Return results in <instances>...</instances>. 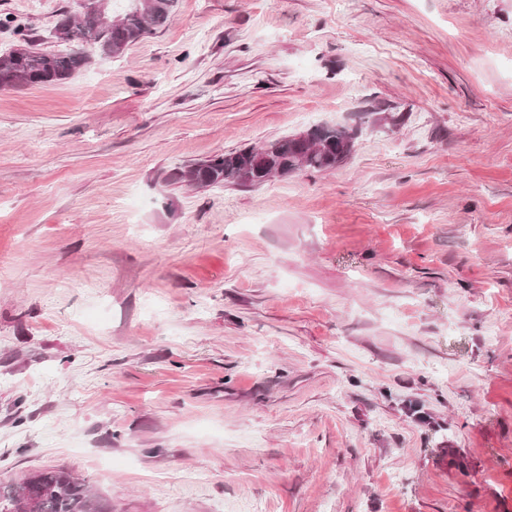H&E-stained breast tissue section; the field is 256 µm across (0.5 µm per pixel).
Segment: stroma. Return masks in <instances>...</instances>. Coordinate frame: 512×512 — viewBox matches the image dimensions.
Segmentation results:
<instances>
[{
	"instance_id": "obj_1",
	"label": "stroma",
	"mask_w": 512,
	"mask_h": 512,
	"mask_svg": "<svg viewBox=\"0 0 512 512\" xmlns=\"http://www.w3.org/2000/svg\"><path fill=\"white\" fill-rule=\"evenodd\" d=\"M75 8L0 0V50ZM83 51L0 91V481L512 512V0H177ZM319 125L360 131L336 169L179 176Z\"/></svg>"
}]
</instances>
